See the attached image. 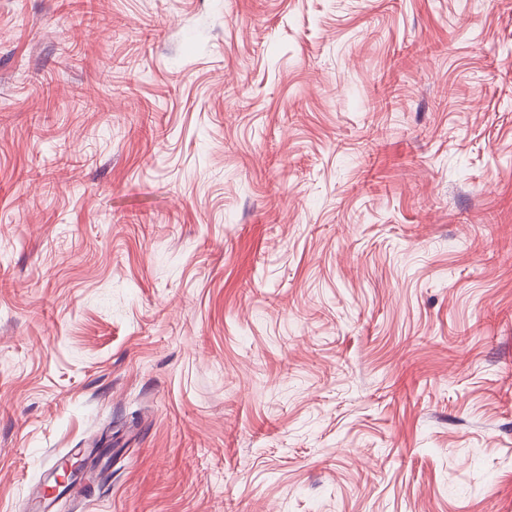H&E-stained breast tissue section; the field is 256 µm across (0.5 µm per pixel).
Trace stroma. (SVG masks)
Segmentation results:
<instances>
[{"mask_svg":"<svg viewBox=\"0 0 512 512\" xmlns=\"http://www.w3.org/2000/svg\"><path fill=\"white\" fill-rule=\"evenodd\" d=\"M78 448L51 512H512V0H0V512Z\"/></svg>","mask_w":512,"mask_h":512,"instance_id":"35a3bbf8","label":"stroma"}]
</instances>
